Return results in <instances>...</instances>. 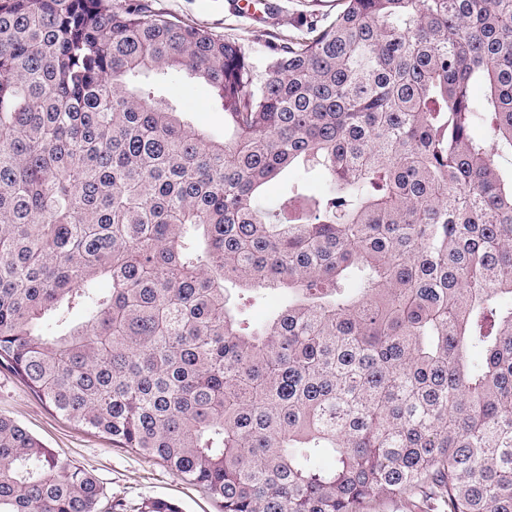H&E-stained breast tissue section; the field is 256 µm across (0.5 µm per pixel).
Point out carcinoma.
I'll use <instances>...</instances> for the list:
<instances>
[{
    "instance_id": "carcinoma-1",
    "label": "carcinoma",
    "mask_w": 512,
    "mask_h": 512,
    "mask_svg": "<svg viewBox=\"0 0 512 512\" xmlns=\"http://www.w3.org/2000/svg\"><path fill=\"white\" fill-rule=\"evenodd\" d=\"M340 2L260 75L149 0H0V367L222 512H512V0ZM100 495L0 417V512ZM170 92L192 111V121L215 138H224V113L212 108L213 91L204 81L183 77L172 81Z\"/></svg>"
}]
</instances>
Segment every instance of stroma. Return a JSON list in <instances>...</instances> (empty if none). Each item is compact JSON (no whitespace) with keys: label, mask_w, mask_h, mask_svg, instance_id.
Wrapping results in <instances>:
<instances>
[{"label":"stroma","mask_w":512,"mask_h":512,"mask_svg":"<svg viewBox=\"0 0 512 512\" xmlns=\"http://www.w3.org/2000/svg\"><path fill=\"white\" fill-rule=\"evenodd\" d=\"M165 15L200 26L237 42L257 66H265L270 36H285L310 21L331 20L338 0H259L254 13L236 0H151ZM171 93L191 111L192 121L215 138L224 136V115L212 107L213 91L204 81L184 77L170 84ZM0 416L14 419L63 459L94 475L101 489V512L122 504L124 512H140L143 502L162 498L182 512H221L219 503L172 473L160 459L113 446L109 436L79 426L56 414L33 395L19 377L0 367Z\"/></svg>","instance_id":"stroma-1"}]
</instances>
